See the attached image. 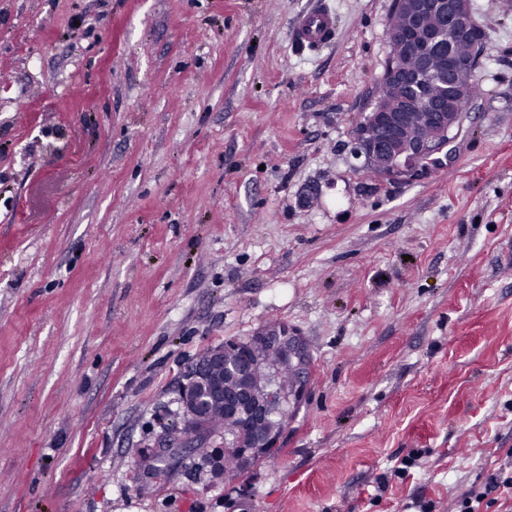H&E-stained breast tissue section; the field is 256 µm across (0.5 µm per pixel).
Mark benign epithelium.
<instances>
[{
    "label": "benign epithelium",
    "mask_w": 512,
    "mask_h": 512,
    "mask_svg": "<svg viewBox=\"0 0 512 512\" xmlns=\"http://www.w3.org/2000/svg\"><path fill=\"white\" fill-rule=\"evenodd\" d=\"M401 30L388 31L390 53L378 79L386 94L377 97L356 131L355 153L365 157L377 177L412 182L451 154L473 103V67L454 47L470 40L477 25L471 0H393ZM442 94L425 90L427 80ZM262 351L276 353L293 374V387L282 392L269 379L258 386L255 373ZM308 355L288 326L261 328L244 340H228L208 349L188 368L181 386L180 434L163 441L197 448L209 444V417L223 409L227 419L257 429L270 419L288 425V408L300 400L307 385ZM233 455L242 468L253 462V447L233 431H224V450L207 463L213 475L224 472V456Z\"/></svg>",
    "instance_id": "7a95c632"
}]
</instances>
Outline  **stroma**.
<instances>
[{"label": "stroma", "mask_w": 512, "mask_h": 512, "mask_svg": "<svg viewBox=\"0 0 512 512\" xmlns=\"http://www.w3.org/2000/svg\"><path fill=\"white\" fill-rule=\"evenodd\" d=\"M0 0V512H455L512 473V0L447 164L367 176L392 0ZM287 324L276 450L145 466L204 350ZM410 460L401 468L402 460ZM289 37L292 45L302 50L327 48L336 40V14L324 4L306 10L293 21Z\"/></svg>", "instance_id": "obj_1"}]
</instances>
